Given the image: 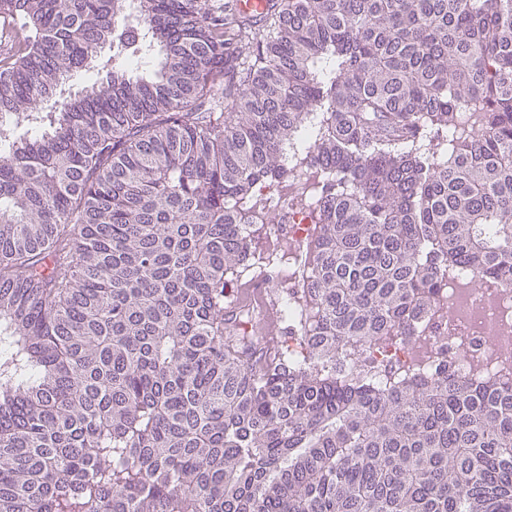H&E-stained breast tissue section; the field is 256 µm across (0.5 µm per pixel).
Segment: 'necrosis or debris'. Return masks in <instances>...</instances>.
<instances>
[{"label":"necrosis or debris","instance_id":"4bbe7bcc","mask_svg":"<svg viewBox=\"0 0 512 512\" xmlns=\"http://www.w3.org/2000/svg\"><path fill=\"white\" fill-rule=\"evenodd\" d=\"M268 226L269 246L283 264L265 286L279 297L289 320L304 312L299 296L306 287L318 240L315 214L323 198L296 196L290 178L258 184ZM360 361L377 383L409 370L445 369L477 383L512 378V288L456 270L409 342H385L361 350Z\"/></svg>","mask_w":512,"mask_h":512}]
</instances>
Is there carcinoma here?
I'll use <instances>...</instances> for the list:
<instances>
[{"label":"carcinoma","mask_w":512,"mask_h":512,"mask_svg":"<svg viewBox=\"0 0 512 512\" xmlns=\"http://www.w3.org/2000/svg\"><path fill=\"white\" fill-rule=\"evenodd\" d=\"M0 34V512H512V385L347 373L455 270L512 287V0H0ZM304 135L292 355L224 284L275 272L240 203Z\"/></svg>","instance_id":"1"}]
</instances>
